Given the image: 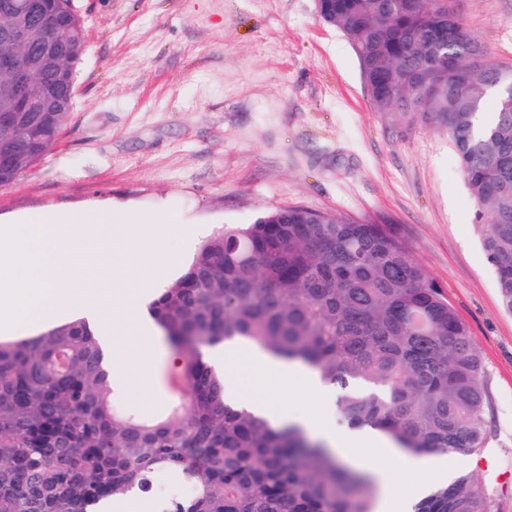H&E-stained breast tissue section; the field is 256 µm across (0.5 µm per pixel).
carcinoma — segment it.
<instances>
[{
    "mask_svg": "<svg viewBox=\"0 0 512 512\" xmlns=\"http://www.w3.org/2000/svg\"><path fill=\"white\" fill-rule=\"evenodd\" d=\"M319 14L353 45L375 111L448 133L512 312V99L494 88L512 67L468 31L462 0H321ZM84 50L62 40L74 81ZM42 88L71 92L51 72L32 79ZM70 115L35 117L37 134L0 160V186L53 147ZM149 310L187 389L181 411L157 422L114 409L111 369L86 320L0 339V512H106L149 493L159 469L194 486L165 512H370L367 473L301 429L225 401L224 375L205 361L225 342L304 364L337 389L348 426L376 429L409 454L469 457L487 442L470 329L383 218L290 206L224 224ZM415 512H495V503L463 471Z\"/></svg>",
    "mask_w": 512,
    "mask_h": 512,
    "instance_id": "cac0c4a2",
    "label": "carcinoma"
}]
</instances>
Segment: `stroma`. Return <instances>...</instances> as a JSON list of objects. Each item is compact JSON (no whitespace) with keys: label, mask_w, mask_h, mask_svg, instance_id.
<instances>
[{"label":"stroma","mask_w":512,"mask_h":512,"mask_svg":"<svg viewBox=\"0 0 512 512\" xmlns=\"http://www.w3.org/2000/svg\"><path fill=\"white\" fill-rule=\"evenodd\" d=\"M85 32L58 142L0 186V224L42 210L176 213L191 262L216 227L304 206L387 218L469 325L486 380L488 443L449 456L512 512V312L447 134L372 108L354 49L315 0H72ZM471 34L512 65V0H467ZM112 402L163 420L184 395L159 328L104 338Z\"/></svg>","instance_id":"obj_1"}]
</instances>
